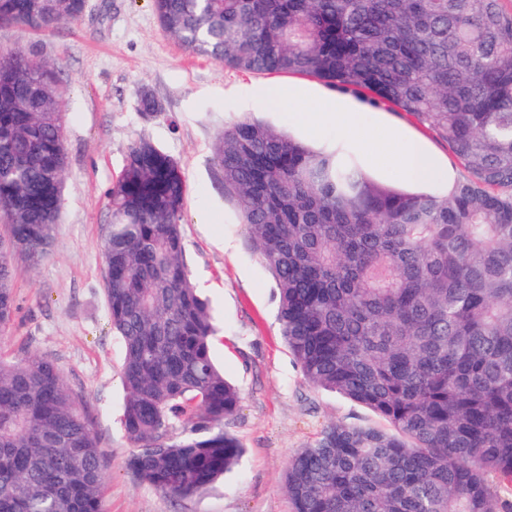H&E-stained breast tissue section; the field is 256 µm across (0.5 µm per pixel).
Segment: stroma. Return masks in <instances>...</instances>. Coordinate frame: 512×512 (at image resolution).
<instances>
[{
  "mask_svg": "<svg viewBox=\"0 0 512 512\" xmlns=\"http://www.w3.org/2000/svg\"><path fill=\"white\" fill-rule=\"evenodd\" d=\"M1 50L57 66L68 165L50 256L35 267L24 256L14 258L17 309L0 351L53 360L83 400L107 468V512H292L284 482L295 452L330 423L379 429L387 423L305 381L281 336L274 279L224 189L213 145L224 128L250 115L313 147H335V128L314 140L307 128L289 126L287 108H244L238 96L244 85L289 87L306 100L337 97L365 111L368 101L314 78L243 73L193 56L165 35L151 0H88L78 22L41 32L0 25ZM147 91L162 107L152 119L140 111ZM384 116L451 163L458 179L467 178L446 139L428 124L390 109ZM143 138L171 154L185 174V261L213 311V359L242 394L226 424L243 448L238 466L186 499L163 494L127 466L132 450L121 425L123 347L104 291L107 190L130 147Z\"/></svg>",
  "mask_w": 512,
  "mask_h": 512,
  "instance_id": "1",
  "label": "stroma"
}]
</instances>
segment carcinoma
Segmentation results:
<instances>
[{"label": "carcinoma", "instance_id": "carcinoma-1", "mask_svg": "<svg viewBox=\"0 0 512 512\" xmlns=\"http://www.w3.org/2000/svg\"><path fill=\"white\" fill-rule=\"evenodd\" d=\"M187 52L351 90L439 132L470 178L445 198L371 179L244 117L214 163L279 293L305 380L390 425L332 423L288 462L293 512H512V8L506 0H152ZM83 0H0V25L75 22ZM67 164L57 69L0 51V338L13 252L48 258ZM187 184L151 140L108 189L105 297L123 343L128 467L179 498L243 449L185 261ZM185 426L179 440L170 430ZM100 442L57 366L0 353V512H105Z\"/></svg>", "mask_w": 512, "mask_h": 512}]
</instances>
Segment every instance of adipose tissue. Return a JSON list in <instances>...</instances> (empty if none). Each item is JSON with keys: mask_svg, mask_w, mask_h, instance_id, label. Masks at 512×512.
Instances as JSON below:
<instances>
[{"mask_svg": "<svg viewBox=\"0 0 512 512\" xmlns=\"http://www.w3.org/2000/svg\"><path fill=\"white\" fill-rule=\"evenodd\" d=\"M291 119L316 135L332 125L362 141L368 148L371 164H393L401 171L406 183L424 189L437 182L450 186L455 183L454 170L443 165L420 139L407 136L396 127L367 125L362 113L350 111L342 101L309 102L304 111L292 113Z\"/></svg>", "mask_w": 512, "mask_h": 512, "instance_id": "1", "label": "adipose tissue"}]
</instances>
